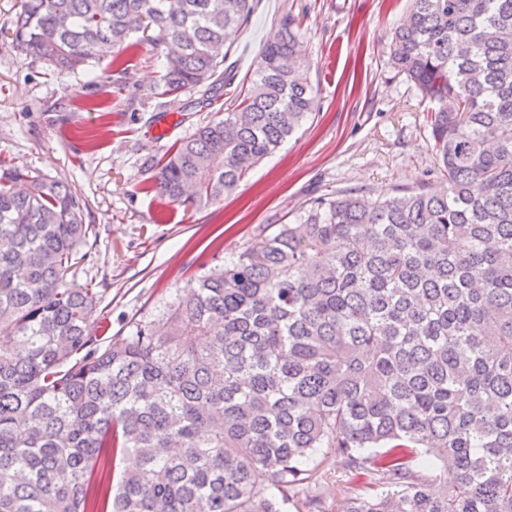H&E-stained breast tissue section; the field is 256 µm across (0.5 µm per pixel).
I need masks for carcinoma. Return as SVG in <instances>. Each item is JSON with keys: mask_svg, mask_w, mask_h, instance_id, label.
Instances as JSON below:
<instances>
[{"mask_svg": "<svg viewBox=\"0 0 512 512\" xmlns=\"http://www.w3.org/2000/svg\"><path fill=\"white\" fill-rule=\"evenodd\" d=\"M255 8L21 0L12 45L74 71L147 31L173 45L158 95L203 109ZM392 44L445 184L314 198L103 348L97 292L67 281L80 197L0 159V512H325L303 468L321 448L364 480L342 512H512V0H413ZM299 50L286 15L152 189L235 192L308 117Z\"/></svg>", "mask_w": 512, "mask_h": 512, "instance_id": "cac0c4a2", "label": "carcinoma"}]
</instances>
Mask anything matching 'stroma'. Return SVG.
Here are the masks:
<instances>
[{
  "label": "stroma",
  "mask_w": 512,
  "mask_h": 512,
  "mask_svg": "<svg viewBox=\"0 0 512 512\" xmlns=\"http://www.w3.org/2000/svg\"><path fill=\"white\" fill-rule=\"evenodd\" d=\"M20 2L0 0V157L82 197L89 234L68 283L97 288L92 333L103 342L156 317L202 266L222 265L308 200L441 184L430 103L390 64L392 31L411 0H260L231 51L233 84L216 108L180 113L161 141L153 128L165 111L156 95L163 48L144 41L89 70L60 72L12 46ZM287 14L314 88L310 118L221 203L197 210L158 196L152 160L216 109H233L261 45Z\"/></svg>",
  "instance_id": "obj_1"
}]
</instances>
